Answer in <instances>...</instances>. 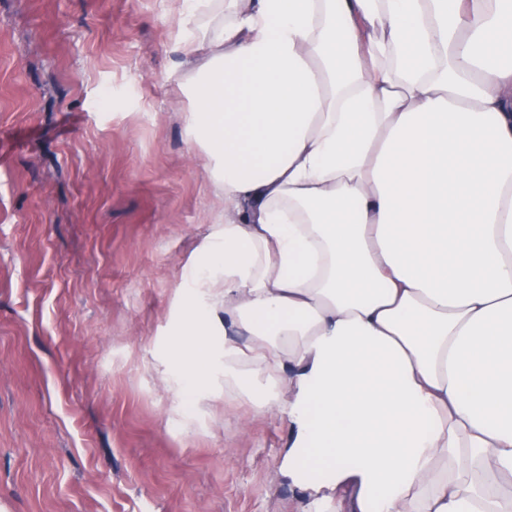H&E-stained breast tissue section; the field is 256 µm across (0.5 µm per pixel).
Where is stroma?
<instances>
[{
    "label": "stroma",
    "mask_w": 512,
    "mask_h": 512,
    "mask_svg": "<svg viewBox=\"0 0 512 512\" xmlns=\"http://www.w3.org/2000/svg\"><path fill=\"white\" fill-rule=\"evenodd\" d=\"M169 0H0V507L336 512L288 423L171 363L224 201L181 119Z\"/></svg>",
    "instance_id": "35a3bbf8"
}]
</instances>
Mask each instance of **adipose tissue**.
<instances>
[{
    "label": "adipose tissue",
    "mask_w": 512,
    "mask_h": 512,
    "mask_svg": "<svg viewBox=\"0 0 512 512\" xmlns=\"http://www.w3.org/2000/svg\"><path fill=\"white\" fill-rule=\"evenodd\" d=\"M224 198L174 363L346 512H512V0H171Z\"/></svg>",
    "instance_id": "ef3b65f1"
}]
</instances>
